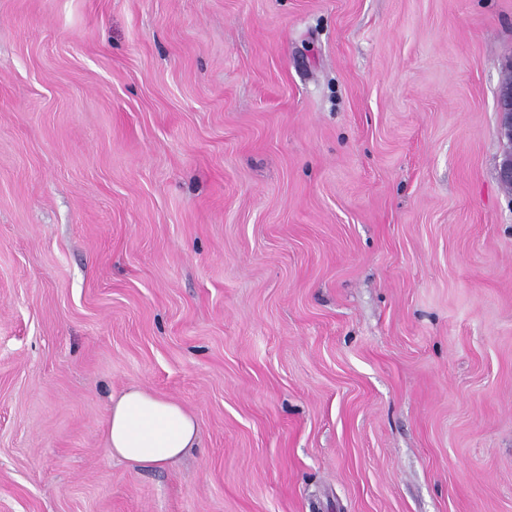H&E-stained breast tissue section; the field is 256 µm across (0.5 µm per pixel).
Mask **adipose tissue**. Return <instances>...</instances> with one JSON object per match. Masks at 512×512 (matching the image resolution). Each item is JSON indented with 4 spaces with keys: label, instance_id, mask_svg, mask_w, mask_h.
Listing matches in <instances>:
<instances>
[{
    "label": "adipose tissue",
    "instance_id": "obj_1",
    "mask_svg": "<svg viewBox=\"0 0 512 512\" xmlns=\"http://www.w3.org/2000/svg\"><path fill=\"white\" fill-rule=\"evenodd\" d=\"M198 426L182 404L132 385L113 394L105 441L109 454L137 467H161L195 447Z\"/></svg>",
    "mask_w": 512,
    "mask_h": 512
}]
</instances>
